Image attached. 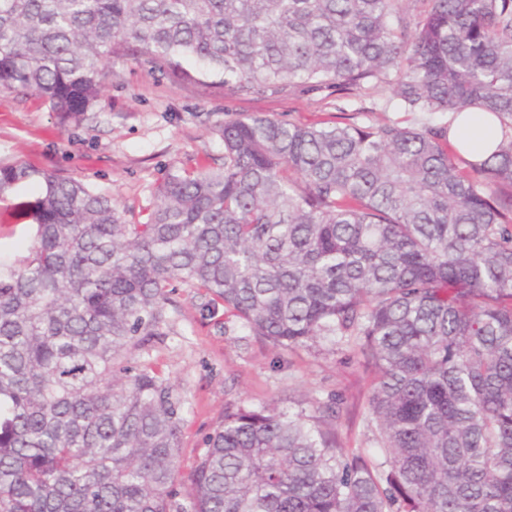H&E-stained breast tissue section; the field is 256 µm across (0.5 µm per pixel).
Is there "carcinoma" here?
<instances>
[{"label": "carcinoma", "mask_w": 512, "mask_h": 512, "mask_svg": "<svg viewBox=\"0 0 512 512\" xmlns=\"http://www.w3.org/2000/svg\"><path fill=\"white\" fill-rule=\"evenodd\" d=\"M0 0V89L80 124L129 48L240 94L390 91L398 123L224 121L218 167L141 219L24 164L36 234L0 262V512H512V0ZM191 63L194 68L187 69ZM477 107L480 162L435 116ZM282 354L352 344L383 461L340 400L229 403L182 466L185 400L129 348L177 286Z\"/></svg>", "instance_id": "obj_1"}]
</instances>
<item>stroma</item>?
Returning a JSON list of instances; mask_svg holds the SVG:
<instances>
[{
  "mask_svg": "<svg viewBox=\"0 0 512 512\" xmlns=\"http://www.w3.org/2000/svg\"><path fill=\"white\" fill-rule=\"evenodd\" d=\"M112 76L88 120L61 125L43 99L0 90V164L23 162L70 176L114 198L127 220H136L153 200L158 181L171 170L223 162L217 128L238 114H274L298 124L335 120L338 110L362 124L416 122L414 114L388 104V92L371 90L342 100L302 87L263 94H237L217 78L184 81L146 57L113 58ZM34 226L14 223L0 202V260L14 262L26 251ZM169 308L166 335L130 353L166 369L188 407L183 457L202 447L233 401L281 405L285 401L341 398L343 447L377 455L367 425L372 375L345 344L335 350L276 355L235 319L223 327L200 316L189 289L181 288Z\"/></svg>",
  "mask_w": 512,
  "mask_h": 512,
  "instance_id": "stroma-1",
  "label": "stroma"
}]
</instances>
